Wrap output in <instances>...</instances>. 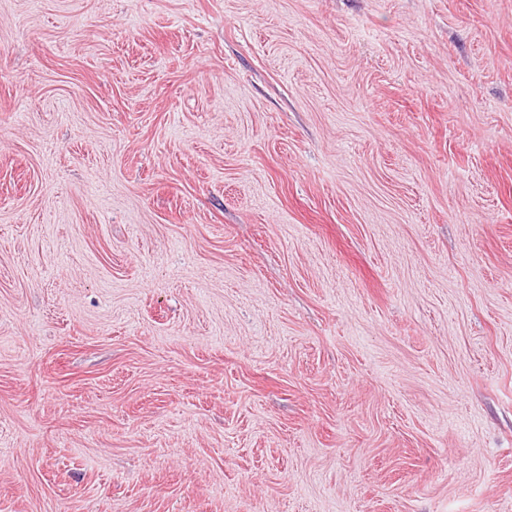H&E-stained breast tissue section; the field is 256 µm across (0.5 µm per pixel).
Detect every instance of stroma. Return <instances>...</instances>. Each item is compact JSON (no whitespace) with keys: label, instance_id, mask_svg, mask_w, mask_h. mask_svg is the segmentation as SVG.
Here are the masks:
<instances>
[{"label":"stroma","instance_id":"stroma-1","mask_svg":"<svg viewBox=\"0 0 512 512\" xmlns=\"http://www.w3.org/2000/svg\"><path fill=\"white\" fill-rule=\"evenodd\" d=\"M0 512H512V0H0Z\"/></svg>","mask_w":512,"mask_h":512}]
</instances>
